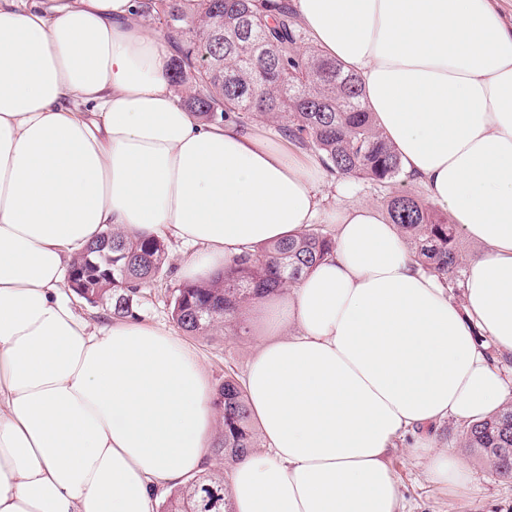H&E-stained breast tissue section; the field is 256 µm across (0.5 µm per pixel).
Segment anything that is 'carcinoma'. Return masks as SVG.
Here are the masks:
<instances>
[{
    "label": "carcinoma",
    "instance_id": "obj_1",
    "mask_svg": "<svg viewBox=\"0 0 512 512\" xmlns=\"http://www.w3.org/2000/svg\"><path fill=\"white\" fill-rule=\"evenodd\" d=\"M139 9L171 43L170 79L198 118L246 128L261 116L332 175L380 184L404 177L397 152L364 106L361 79L308 41L289 0H143ZM386 212L416 264L446 286L457 284L465 262L458 225L409 195L388 199ZM333 249L330 233L311 228L248 251L209 280L172 289V320L187 336L226 322L245 333L253 300L294 286ZM167 260L164 239L109 229L85 245L67 273L79 298L110 304L115 319L135 318L145 290L168 273ZM215 400L216 464L172 490L161 512H234L223 461L232 464L258 447L257 432L247 392L233 375H224ZM463 440L496 475L511 479L512 401L467 424Z\"/></svg>",
    "mask_w": 512,
    "mask_h": 512
}]
</instances>
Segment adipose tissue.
Wrapping results in <instances>:
<instances>
[{"label":"adipose tissue","mask_w":512,"mask_h":512,"mask_svg":"<svg viewBox=\"0 0 512 512\" xmlns=\"http://www.w3.org/2000/svg\"><path fill=\"white\" fill-rule=\"evenodd\" d=\"M432 204L482 255L460 300L351 183L264 128L178 104L136 0H0V512H155L214 462L215 394L161 326L95 327L62 288L102 231L173 239L182 280L314 224L335 248L259 300L244 380L266 447L233 464L235 512H401L387 454L421 432L433 482L469 470L427 429L499 409L512 379V19L499 0H292ZM488 336L485 347L479 336Z\"/></svg>","instance_id":"1"}]
</instances>
